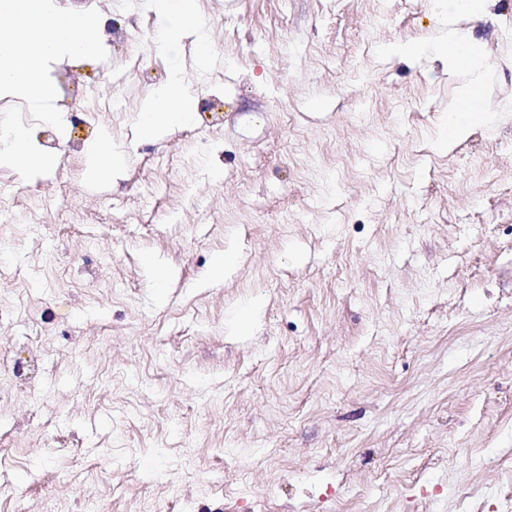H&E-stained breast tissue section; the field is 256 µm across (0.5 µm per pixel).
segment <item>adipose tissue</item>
<instances>
[{
    "label": "adipose tissue",
    "mask_w": 512,
    "mask_h": 512,
    "mask_svg": "<svg viewBox=\"0 0 512 512\" xmlns=\"http://www.w3.org/2000/svg\"><path fill=\"white\" fill-rule=\"evenodd\" d=\"M153 5L159 13L171 17L170 23L159 32V48L164 51L171 50L183 35L191 33L196 37L199 59L207 60L208 41L195 8L182 4L173 5L172 0H153ZM487 7L488 0H436L441 36L434 44L432 52L447 66L449 72L453 73L464 67L472 72L471 80L460 84L456 89L453 108L448 114L446 132L442 137L443 143L448 145L466 138L474 126L488 123L491 119V114L487 111L475 115H463L459 112L463 103L485 87L487 75L484 44L463 36L460 24L483 15ZM141 112L143 120L139 134L146 141L155 139L164 131L193 124L194 102L182 89L179 67H172L168 81L144 100ZM126 164L125 152L113 145L107 132H100L90 142L87 149V176L90 182L117 181Z\"/></svg>",
    "instance_id": "obj_1"
}]
</instances>
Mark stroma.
Returning <instances> with one entry per match:
<instances>
[{"mask_svg": "<svg viewBox=\"0 0 512 512\" xmlns=\"http://www.w3.org/2000/svg\"><path fill=\"white\" fill-rule=\"evenodd\" d=\"M60 2L108 58L52 64L59 139L128 160L0 167L45 205L0 223V512H506L512 0L463 26L495 117L449 148L433 0H196L203 67L151 0ZM176 62L195 121L139 140ZM127 164L126 153L112 145L107 131H101L87 149V176L92 183L105 180L114 184L122 175Z\"/></svg>", "mask_w": 512, "mask_h": 512, "instance_id": "1", "label": "stroma"}]
</instances>
